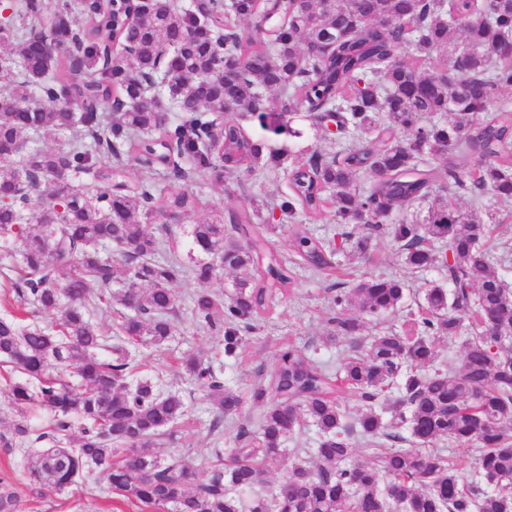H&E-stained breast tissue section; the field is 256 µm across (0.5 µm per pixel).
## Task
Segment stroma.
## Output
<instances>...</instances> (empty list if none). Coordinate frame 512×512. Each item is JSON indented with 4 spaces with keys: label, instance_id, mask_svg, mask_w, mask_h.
<instances>
[{
    "label": "stroma",
    "instance_id": "stroma-1",
    "mask_svg": "<svg viewBox=\"0 0 512 512\" xmlns=\"http://www.w3.org/2000/svg\"><path fill=\"white\" fill-rule=\"evenodd\" d=\"M234 118L262 145L285 149L282 162H274L264 155L252 171L224 170L219 178L210 177L194 184L192 190L201 198L202 208L192 215L156 224L155 229L169 236L171 248L181 255L188 248L191 224L207 220L216 208L229 214L249 206L258 210L257 225L266 230L274 251L284 260H291L290 242L296 231L327 234L335 224L330 218L303 213L285 223L273 217L272 204L285 189L288 171L307 161L311 152L334 155L338 146L336 137L317 128L302 112L287 115L286 128L280 132L262 129L257 117L246 112L235 113ZM336 247V262L355 270L357 275L396 276L406 285L405 299L397 312L378 319L359 315L361 335L366 339L388 327L401 329L406 315L415 310L425 289L446 281L444 271L438 268L426 272L409 269L403 262L398 243L387 234L373 237L369 252L363 258L353 256L352 243L344 237H337ZM334 281L335 272L331 269L316 273L297 269L293 290L258 322L254 333L247 335L237 358L225 357L221 332L195 328L184 317L180 318L175 335L165 345L141 350L138 356L141 372L162 374L166 385L179 392L188 406V416L179 429L175 446L195 463L199 478L208 476V462L214 453L215 444L208 432L213 409L194 380L178 367L177 356L188 352L203 355L214 368L223 371L225 383L244 396L240 414L224 424L223 456L231 458L237 446L239 426L253 425L258 413L250 398L251 391L272 370L284 344H294L330 369L341 365L343 345L328 342L324 335L326 319L333 308L329 287ZM26 454V449L20 448L12 457L0 459V477L8 476L13 480L20 495L22 512H149L148 507L127 500L103 482L78 485L62 493L48 488L34 492L23 468Z\"/></svg>",
    "mask_w": 512,
    "mask_h": 512
}]
</instances>
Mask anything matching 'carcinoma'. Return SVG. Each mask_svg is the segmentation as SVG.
I'll use <instances>...</instances> for the list:
<instances>
[{"label":"carcinoma","instance_id":"1","mask_svg":"<svg viewBox=\"0 0 512 512\" xmlns=\"http://www.w3.org/2000/svg\"><path fill=\"white\" fill-rule=\"evenodd\" d=\"M75 0H20V26L0 24V241L16 242L13 304L0 315V368L18 417L0 426V456L28 453L24 466L36 485L59 491L102 479L128 499L164 512H512V292L494 269L485 239L500 223L498 207L512 203V108L491 110L512 90V0H104L74 21ZM262 14L267 31L239 26ZM459 30L462 45H450ZM168 42V72L157 70ZM135 52L105 69L99 51L114 44ZM329 46L317 56L310 47ZM410 48V58L402 52ZM241 59L221 65V53ZM442 60L448 72L428 66ZM151 80L146 85L145 80ZM274 91L282 110L336 113L347 141L330 157L314 154L293 169L287 198L274 203L287 219L298 212H333L338 224L390 223L395 210L419 202L422 220L390 227L404 263L416 271L441 268L448 287L425 290L418 311L399 331L373 336L345 358L336 374L288 346L251 399L259 428H244L232 465L221 450L207 479L172 448L187 416L176 391L138 372L131 346L164 344L177 331L173 284L190 272L199 288L189 314L199 328L224 332V355L235 357L246 334L294 283L288 262L253 229L243 207L230 218L244 241L230 242L224 213L191 229L190 266L163 256L164 242L140 217L178 216L201 200L190 186L214 161L227 170L251 168L261 144L233 119L224 142L212 145L213 116L251 112ZM165 98L191 115L175 127L159 112ZM67 131L64 151L31 149L48 131ZM176 150L159 166L165 185H130L128 163L149 146ZM472 155V167L454 161ZM107 183L89 190L81 175ZM368 186H361L363 177ZM453 191L476 208L441 202ZM68 199L64 222L52 201ZM335 237L301 231L291 240L295 264L332 267ZM246 272L228 298L212 292L222 270ZM405 284L390 276L349 280L333 304L381 317L398 309ZM52 316L44 326L37 315ZM118 315L113 333L94 318ZM328 337L355 340L361 324L334 313ZM467 331L459 363L436 364L434 340ZM178 364L213 406L209 431L224 435L242 398L200 357ZM398 397L385 418L386 392ZM362 410L344 425V399ZM50 413L44 427L28 411ZM319 434L311 453L285 462L283 443L300 421ZM406 427L408 437L394 432ZM366 439L371 462L352 459L349 430ZM443 438L475 451L486 487L468 482L467 465L441 452L398 448L396 440L428 446ZM283 479L268 499L244 501L266 471ZM19 493L0 477V512H17Z\"/></svg>","mask_w":512,"mask_h":512}]
</instances>
